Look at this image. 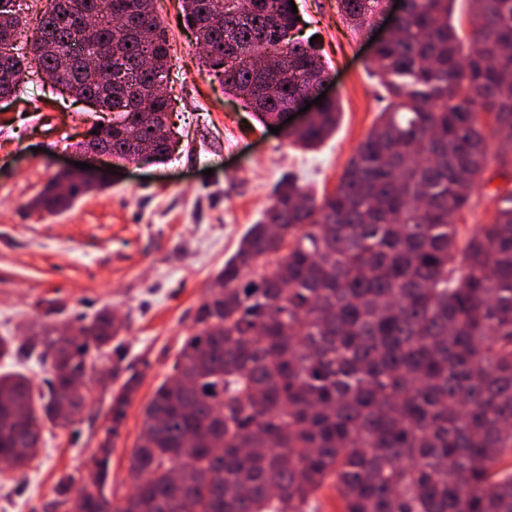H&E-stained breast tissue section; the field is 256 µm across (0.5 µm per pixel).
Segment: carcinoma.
<instances>
[{"label": "carcinoma", "mask_w": 512, "mask_h": 512, "mask_svg": "<svg viewBox=\"0 0 512 512\" xmlns=\"http://www.w3.org/2000/svg\"><path fill=\"white\" fill-rule=\"evenodd\" d=\"M17 0H0V96L13 97L30 62L69 96L112 113L95 143L121 158L141 144L162 161L170 45L148 0H51L31 52H19ZM454 0H405L396 31L378 40L372 74L391 98L318 200L295 181L276 187L198 306L192 333L143 409L129 459L136 484L107 491L113 440L140 379L112 392V427L87 461L90 485L68 473L51 512H311L335 489L341 512H512V0H470L474 27L462 46ZM383 0H337L359 37ZM224 91L266 126L326 72L314 44L292 40L290 0H181ZM94 67L66 63L86 38ZM286 56L275 70L267 57ZM112 71L119 86L99 74ZM324 103L292 136L312 149L336 128ZM500 180L490 189L494 180ZM85 192L59 174L35 199L67 210ZM488 197L485 224H468ZM81 336L43 323L0 337V358L33 360L47 377L0 373V460L21 474L46 427L79 421L89 390L72 378L105 357L122 323L104 308L76 319Z\"/></svg>", "instance_id": "obj_1"}]
</instances>
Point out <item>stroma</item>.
Instances as JSON below:
<instances>
[{"label":"stroma","mask_w":512,"mask_h":512,"mask_svg":"<svg viewBox=\"0 0 512 512\" xmlns=\"http://www.w3.org/2000/svg\"><path fill=\"white\" fill-rule=\"evenodd\" d=\"M303 35H318L338 101L335 132L317 149L270 133L224 93L201 60L179 0H157L171 46L165 92L169 123L180 141L166 161L129 166L110 160L109 188L81 196L64 213L33 207L60 169L83 161L77 143L99 120L63 101L49 81L30 74L0 103V336H21L41 323L114 310L122 376L140 378L111 457L115 499L133 490L129 458L143 408L169 375L212 279L272 201L277 183L294 176L315 196L333 192L383 104L370 70L372 38L353 36L336 0H295ZM109 392L93 386L75 429L45 431L24 476L0 473V512H45L62 473L86 475L84 462L103 434Z\"/></svg>","instance_id":"1"}]
</instances>
